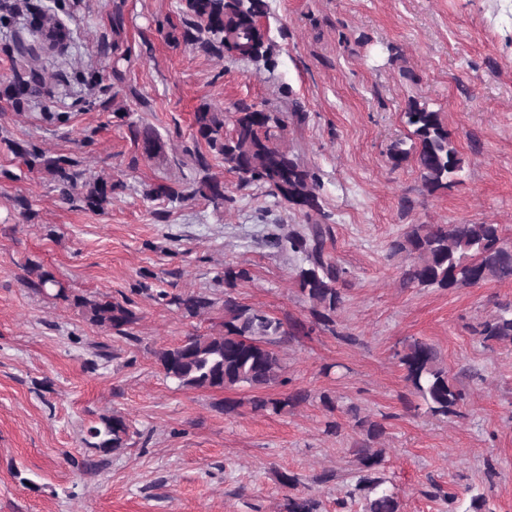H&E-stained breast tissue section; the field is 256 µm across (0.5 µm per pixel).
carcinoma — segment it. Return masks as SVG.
<instances>
[{
	"mask_svg": "<svg viewBox=\"0 0 512 512\" xmlns=\"http://www.w3.org/2000/svg\"><path fill=\"white\" fill-rule=\"evenodd\" d=\"M187 13L196 18L184 40L206 54L226 55L273 68L276 60L267 29L261 19L267 14V0H185ZM29 30L43 34L44 11L32 3L27 6ZM44 82L39 70L21 67L6 79H0V98L16 108L24 107ZM232 129L224 132V113L208 104L194 113L195 142H204L221 156L224 170L235 174L243 184L260 182L288 204L301 210L311 223L283 237L277 233L267 237L269 246L304 255L295 281L302 295L313 306L316 319L323 325L333 323L332 315L342 305L341 287L348 272L332 254L333 228L321 221L325 217L319 197V179L299 157L278 144V132L288 122L302 125L307 112L294 99L283 112L265 103L233 105ZM405 124L412 128L413 150L396 142L387 152L388 162L396 169L412 161L417 167L423 188L434 193L449 188L462 171L464 160L457 150L442 114L415 98L403 112ZM139 157L156 159L164 156L165 145L147 130L130 125ZM30 169L49 173L58 191V200L71 207L82 203L102 210L112 200V183L86 176L80 161L68 156L48 157L35 147L20 149ZM193 158L202 172L190 191L179 193L167 184L152 186L146 196L192 198L200 196L214 208L222 209L232 202L224 191V181L210 173L204 154L195 151ZM394 255L405 254L407 264L402 278L409 284L438 288L472 287L488 281H512V249L505 246L496 224H413L405 235L389 245ZM29 271L36 275L34 286L48 296L71 301L82 309L94 326L119 333L133 325L137 314L119 301L91 300L67 292L55 276L36 263ZM177 308L190 316L207 312L213 301L203 293L172 299ZM306 333L302 322L284 324L266 312L240 304L236 298L224 297V332L218 335L192 334L158 353L165 375L189 389H229L246 386L256 392L250 400L256 411L280 414L307 400L302 390L278 397L263 396L266 389L285 385L284 365L277 346L285 337ZM478 334L485 341L512 345V307L504 306L491 319L480 324ZM399 362L412 396L422 400L434 415L457 414L464 405L465 394L442 364L435 346L415 339L407 344ZM347 414L360 429L363 439L353 443L360 468L350 499H358L362 512H400L397 494L384 488L385 480L377 476L383 461L382 452L372 445L386 433L384 423L360 416L351 406ZM130 425L118 414L101 418L87 434L94 439L91 447L115 452L127 445ZM319 501L308 497H288L287 512H319Z\"/></svg>",
	"mask_w": 512,
	"mask_h": 512,
	"instance_id": "carcinoma-1",
	"label": "carcinoma"
}]
</instances>
